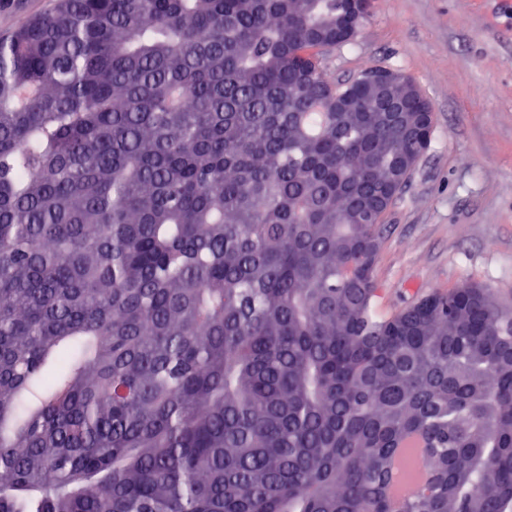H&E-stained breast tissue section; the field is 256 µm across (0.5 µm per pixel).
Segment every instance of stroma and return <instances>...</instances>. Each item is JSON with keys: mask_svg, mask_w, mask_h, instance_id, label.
Segmentation results:
<instances>
[{"mask_svg": "<svg viewBox=\"0 0 512 512\" xmlns=\"http://www.w3.org/2000/svg\"><path fill=\"white\" fill-rule=\"evenodd\" d=\"M57 3L0 0V39ZM321 60L343 83L400 71L433 112L430 144L385 216L380 313L465 282L512 306V0H371L356 36Z\"/></svg>", "mask_w": 512, "mask_h": 512, "instance_id": "1", "label": "stroma"}]
</instances>
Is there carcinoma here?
<instances>
[{"mask_svg":"<svg viewBox=\"0 0 512 512\" xmlns=\"http://www.w3.org/2000/svg\"><path fill=\"white\" fill-rule=\"evenodd\" d=\"M346 0H59L0 40V512H509L512 308L390 316L430 143L322 68Z\"/></svg>","mask_w":512,"mask_h":512,"instance_id":"obj_1","label":"carcinoma"}]
</instances>
